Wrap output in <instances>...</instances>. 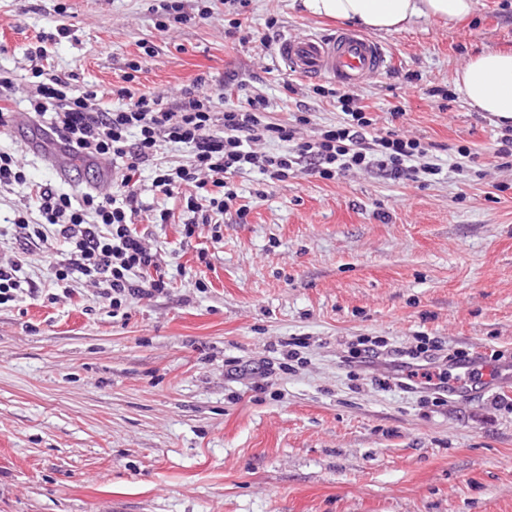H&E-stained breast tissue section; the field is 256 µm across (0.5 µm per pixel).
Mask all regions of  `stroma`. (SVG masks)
<instances>
[{"label": "stroma", "mask_w": 512, "mask_h": 512, "mask_svg": "<svg viewBox=\"0 0 512 512\" xmlns=\"http://www.w3.org/2000/svg\"><path fill=\"white\" fill-rule=\"evenodd\" d=\"M178 2L188 22L162 29L160 0H0L12 112L36 91L35 65L80 92L116 91L137 61L141 88L172 100L202 76L264 96L274 121L309 113L306 137L339 121L332 98L276 53L336 22L292 0ZM234 18L247 41L225 37ZM378 39L392 62L352 93L377 128L436 144L442 174H242L251 210L225 213L220 242L148 225L171 286L126 316L80 280L71 298L44 297L47 260L12 224L28 185L0 190V252L21 259L26 289L0 306V512H512V401L499 387L438 403L427 389L381 388L383 366L343 361L362 339L424 337L512 361V163L494 158L503 126L454 84L472 55L512 49V0H476L451 29L422 20ZM46 142L30 119L0 129V150L23 159L31 182L76 196L99 185L77 156L58 179ZM462 147L474 156L463 173L448 165Z\"/></svg>", "instance_id": "35a3bbf8"}]
</instances>
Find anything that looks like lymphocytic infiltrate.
Listing matches in <instances>:
<instances>
[{"mask_svg":"<svg viewBox=\"0 0 512 512\" xmlns=\"http://www.w3.org/2000/svg\"><path fill=\"white\" fill-rule=\"evenodd\" d=\"M130 69L127 85L120 90L125 105L117 109L105 105L108 90L93 88L78 94L69 77L36 70L38 91L29 102L30 114L48 121L72 154L110 161L112 190L95 188L77 199L40 185L35 192L36 213L20 211L14 217L15 227L31 245L43 247L52 241L62 247L51 266V288L82 275L102 285L101 296L116 314L131 300L169 286L137 222L142 206L136 183L143 166L154 167L151 187L156 197H181L185 236L214 242L221 239L219 218L225 211L233 207L239 217L248 216L249 205L238 202L236 179L251 170L273 182L287 179L300 165L326 181L373 166L390 178L420 183L442 172L434 144L395 130L378 132L369 106L356 104L346 89L315 86V94L334 97L343 118L306 138L299 128L307 124V116H296L291 123L272 121L264 97H249L236 106L228 103L219 115L215 101L228 102L231 90L215 92L200 77L178 102L170 103L163 95L135 88L140 66L134 63ZM262 141L278 144V151L258 153L255 146ZM172 143L190 148V164L159 163L162 150ZM350 360L364 367L400 364L398 386L408 390L428 386L439 396L449 392L454 370L465 364L437 343L413 350L384 341L363 344Z\"/></svg>","mask_w":512,"mask_h":512,"instance_id":"f902f5d3","label":"lymphocytic infiltrate"}]
</instances>
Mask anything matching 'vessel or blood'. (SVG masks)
<instances>
[{
	"instance_id": "b4317fda",
	"label": "vessel or blood",
	"mask_w": 512,
	"mask_h": 512,
	"mask_svg": "<svg viewBox=\"0 0 512 512\" xmlns=\"http://www.w3.org/2000/svg\"><path fill=\"white\" fill-rule=\"evenodd\" d=\"M277 53L289 71L304 78H326L345 88L380 75L389 65L380 41L343 28L331 34L308 31L284 38Z\"/></svg>"
}]
</instances>
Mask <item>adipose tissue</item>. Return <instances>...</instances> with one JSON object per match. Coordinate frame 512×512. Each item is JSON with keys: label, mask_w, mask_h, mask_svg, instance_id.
Returning a JSON list of instances; mask_svg holds the SVG:
<instances>
[{"label": "adipose tissue", "mask_w": 512, "mask_h": 512, "mask_svg": "<svg viewBox=\"0 0 512 512\" xmlns=\"http://www.w3.org/2000/svg\"><path fill=\"white\" fill-rule=\"evenodd\" d=\"M304 13L352 22L371 33H391L420 19L454 26L472 14L475 0H292ZM455 87L476 111L512 122V52L485 51L457 74Z\"/></svg>", "instance_id": "obj_1"}]
</instances>
